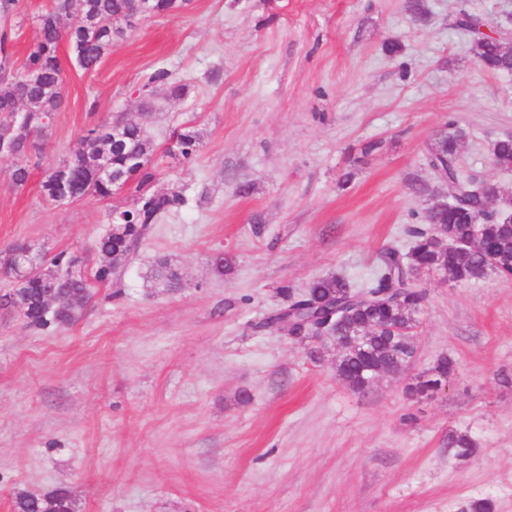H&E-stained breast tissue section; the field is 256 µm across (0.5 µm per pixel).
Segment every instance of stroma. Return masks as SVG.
<instances>
[{
  "label": "stroma",
  "mask_w": 512,
  "mask_h": 512,
  "mask_svg": "<svg viewBox=\"0 0 512 512\" xmlns=\"http://www.w3.org/2000/svg\"><path fill=\"white\" fill-rule=\"evenodd\" d=\"M187 0L114 36L91 71L61 42L64 104L24 188L0 158V289L12 245L81 255L108 216L135 209L134 186L55 201L47 166L93 126L122 115L153 143L151 190L183 201L150 225L71 325L41 330L0 307V512L21 492L66 486L78 512H512V280L420 273L425 299L411 367L357 391L336 376V347L256 329L318 277L365 287L383 249H407L442 183L427 147L464 128L463 174L512 187L491 163L512 136V77L470 52L461 13L512 31V0ZM50 0H15L23 62ZM401 50L388 54L386 42ZM165 70L186 87L156 84ZM197 131L196 156L173 140ZM424 185V193L412 190ZM233 259L218 274L216 256ZM167 259L178 290L150 273ZM451 356L429 396L415 376ZM477 445L459 458L448 434Z\"/></svg>",
  "instance_id": "1"
}]
</instances>
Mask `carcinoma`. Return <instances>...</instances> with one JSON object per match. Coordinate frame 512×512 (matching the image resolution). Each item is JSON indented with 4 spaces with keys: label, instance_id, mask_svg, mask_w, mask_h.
<instances>
[{
    "label": "carcinoma",
    "instance_id": "cac0c4a2",
    "mask_svg": "<svg viewBox=\"0 0 512 512\" xmlns=\"http://www.w3.org/2000/svg\"><path fill=\"white\" fill-rule=\"evenodd\" d=\"M134 9L135 0H51L49 9L37 19L34 47L19 67L9 48L8 32L0 34V133L7 134L15 146L11 173L15 188L26 185L31 165H39L37 139L46 135L52 114L63 105V72L58 55L62 37H68L81 67L94 69L112 46L114 34L121 32L115 24L128 23ZM64 20L70 22L65 32L61 28ZM458 25L472 33L470 52L484 69L512 75V55L501 52L495 38L481 30L478 17L465 14ZM159 82L168 84L173 98L185 93L184 85L171 80L164 70L150 76L142 90L151 92ZM20 102L27 113L23 122L14 119ZM109 138V125H97L59 163L80 178L82 196L106 198L133 181L136 190L142 192L135 210L115 216L114 223L119 228L95 242L94 250L100 258L94 273L98 282L112 279L118 265L140 243L148 225L182 202L181 195L175 192L146 191L153 180L149 165L152 145L137 124L128 122L123 143L103 157L98 144ZM464 138L465 132L450 122L448 131L428 147L429 164L440 169L449 204L429 209L427 223L408 227L407 252L387 248L380 253L379 275L364 296L350 293V283L341 276L318 277L309 284L307 293L299 296L288 288L282 289L288 295V304L281 312L290 318L294 336L302 341L309 339L306 328L336 315V376L355 390L366 388L380 369L404 370L413 362V330L424 300V293L416 284L421 272L443 270L456 281L481 280L490 274L512 279V223L480 217L481 200L459 166ZM198 143V134L190 127L177 133L176 146L185 158L196 152ZM106 160L117 173L114 182L95 179L98 167ZM493 161L501 170L512 169V137L497 141ZM444 229L457 238L477 240L483 251L450 260L437 241ZM25 248L26 245L17 244L9 250L5 265L15 276V286L0 295V306L14 308L29 326L38 329L77 321L91 288L88 279L70 276V265L77 255L60 252L49 260L42 255L33 269L22 274L17 259ZM154 279L168 291L180 285V274L165 260L157 262ZM453 368L452 359L440 358L431 373L417 377L410 391L426 394L435 390ZM475 449L476 443L468 434H448V450L455 456L469 457ZM12 507L13 512H76L74 500L64 487L44 494L19 493Z\"/></svg>",
    "mask_w": 512,
    "mask_h": 512
}]
</instances>
